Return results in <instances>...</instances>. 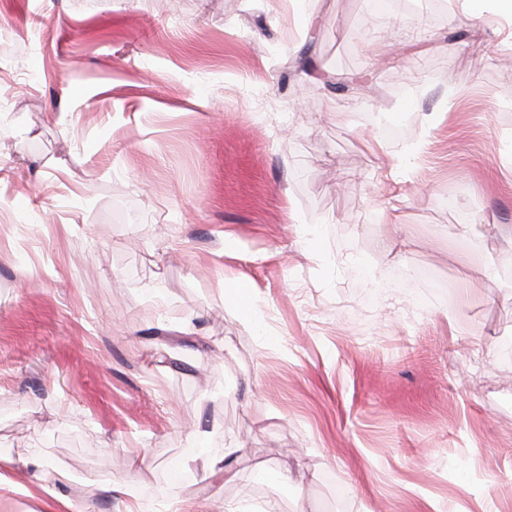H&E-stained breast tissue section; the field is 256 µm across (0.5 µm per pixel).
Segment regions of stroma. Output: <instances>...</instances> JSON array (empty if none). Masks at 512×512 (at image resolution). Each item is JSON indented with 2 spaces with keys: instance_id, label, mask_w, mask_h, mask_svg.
Wrapping results in <instances>:
<instances>
[{
  "instance_id": "obj_1",
  "label": "stroma",
  "mask_w": 512,
  "mask_h": 512,
  "mask_svg": "<svg viewBox=\"0 0 512 512\" xmlns=\"http://www.w3.org/2000/svg\"><path fill=\"white\" fill-rule=\"evenodd\" d=\"M504 336L493 0H0V512H512Z\"/></svg>"
}]
</instances>
